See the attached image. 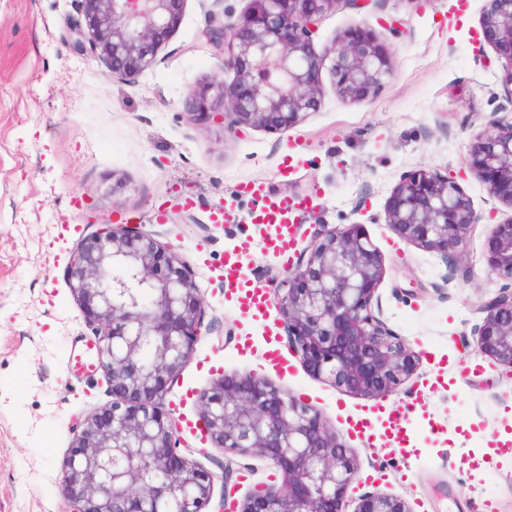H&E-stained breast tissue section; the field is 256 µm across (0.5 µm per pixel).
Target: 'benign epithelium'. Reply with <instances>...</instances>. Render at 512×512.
<instances>
[{
	"label": "benign epithelium",
	"instance_id": "benign-epithelium-1",
	"mask_svg": "<svg viewBox=\"0 0 512 512\" xmlns=\"http://www.w3.org/2000/svg\"><path fill=\"white\" fill-rule=\"evenodd\" d=\"M82 19L69 26L73 49L101 59L132 81L150 68L180 24L186 0H78ZM206 42L234 71L191 91L185 112L216 116L231 130L285 131L320 105L327 68L336 94L369 98L391 75L390 52L358 28L314 49L321 17L338 0H249L232 21L216 20L211 0ZM485 42L505 59L512 98V0H485ZM471 169L493 197L512 206V121L479 134ZM384 223L399 237L444 257L465 251L479 223L472 199L437 169L404 173ZM490 272L507 281L482 306L481 353L512 372V219L490 229ZM383 274L371 239L356 225L322 229L307 260L274 289L288 344L315 376L350 394L397 395L418 357L375 310ZM84 318L96 325L97 359L112 401L79 422L62 468L66 512H204L216 474L178 451L176 421L162 405L202 336L203 300L190 268L154 237L108 224L86 237L66 271ZM206 438L226 453H252L278 467L279 488L258 489L238 512H346L357 462L319 413L277 386L229 375L200 396ZM353 512H410L395 495L363 494Z\"/></svg>",
	"mask_w": 512,
	"mask_h": 512
}]
</instances>
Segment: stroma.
Listing matches in <instances>:
<instances>
[{"instance_id": "stroma-1", "label": "stroma", "mask_w": 512, "mask_h": 512, "mask_svg": "<svg viewBox=\"0 0 512 512\" xmlns=\"http://www.w3.org/2000/svg\"><path fill=\"white\" fill-rule=\"evenodd\" d=\"M484 0H338L320 20L315 49L368 23L393 57L391 77L367 101L351 102L322 72L319 109L285 132L230 131L189 119L183 102L220 71L201 35V0L136 80L74 53L67 23L76 0H0V512H64L60 484L72 427L110 400L102 370L77 377L66 357L93 336L70 294L66 266L83 238L125 224L173 248L204 303L202 337L170 385L163 408L178 424L184 454L201 467H231L215 481L243 498L282 472L253 455L224 454L193 433L199 396L225 375H253L300 396L358 462L357 493L393 494L411 512H512V458L489 470L492 440L512 439V374L484 356L481 305L503 282L487 269L492 224L512 206L490 196L469 165V148L495 119L512 118L502 61L481 34ZM298 153H290V145ZM292 158L296 174L279 168ZM456 176L483 218L464 253L444 258L397 238L384 207L403 173ZM259 180L278 195L307 198L292 260L309 255L322 228L358 225L376 246L382 318L417 353L406 383L420 402L405 423L406 451L381 428L356 436L352 417L374 400L311 374L288 347L276 307L256 320L225 301L226 254L251 234L253 207L239 184ZM232 210L234 224L211 217ZM247 279L275 288L288 268L254 248L240 258ZM284 360L273 365L270 349Z\"/></svg>"}]
</instances>
